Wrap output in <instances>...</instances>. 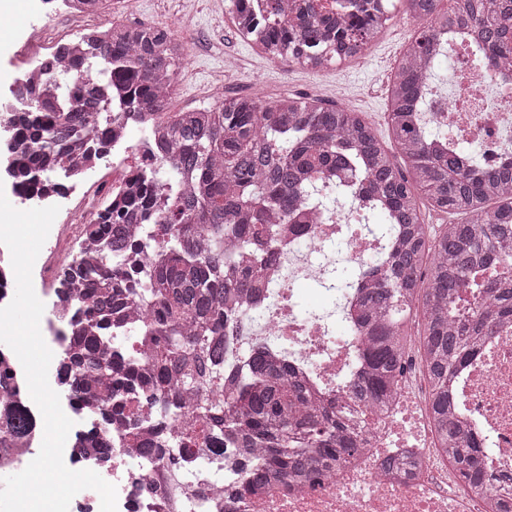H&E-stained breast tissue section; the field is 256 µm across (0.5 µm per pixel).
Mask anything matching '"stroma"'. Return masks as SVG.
<instances>
[{"label":"stroma","mask_w":512,"mask_h":512,"mask_svg":"<svg viewBox=\"0 0 512 512\" xmlns=\"http://www.w3.org/2000/svg\"><path fill=\"white\" fill-rule=\"evenodd\" d=\"M403 0H397L395 19L355 61L322 72L288 70L266 58L258 46L236 38L226 22L224 0H125L122 14L103 11L93 20L102 26L112 21L126 24L177 25L186 53L178 70L172 106L190 110L214 102L212 76L224 74V92L261 100L280 97L318 98L363 113L382 139H389L383 82L392 62L398 61L419 20L405 17ZM28 62L22 42L0 32V98Z\"/></svg>","instance_id":"stroma-1"}]
</instances>
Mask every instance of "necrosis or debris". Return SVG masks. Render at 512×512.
<instances>
[{
    "mask_svg": "<svg viewBox=\"0 0 512 512\" xmlns=\"http://www.w3.org/2000/svg\"><path fill=\"white\" fill-rule=\"evenodd\" d=\"M23 43L29 62L23 81L38 86L45 80V59L66 52L71 36L47 37L44 30H27ZM449 94L426 86L423 118L448 127V147L456 151L477 145L486 166L512 159V70L501 71L488 59L474 55L466 39H453L444 50ZM141 123L137 113L112 115V135L88 162L67 166V185L58 193L31 196L22 209L58 206L48 237L35 261L36 295L50 306L40 330L53 354L63 346L56 338L62 322L73 320L74 307L62 302L57 288L70 274V288H80L72 277L81 260L100 256L85 228L101 209L102 198L119 200L139 192L136 173L153 157L151 144L135 139ZM103 171L105 183L87 180L89 168ZM361 191L345 201L329 204L303 232L289 234L278 247L270 288L250 301L247 309L224 328V372L232 374L234 362L262 351L282 363L289 377L303 384L324 407L341 410L362 421L367 441L353 462L332 470L312 485L273 482L257 493L239 497L231 489L240 471L255 462L256 454L241 451L232 441L224 444V466H203L201 471L167 475L157 461L130 452V434L124 422L112 425V455L102 471L117 489V512H486L485 501L467 489L441 448L432 424L428 374L421 359L419 340H412L406 369L399 378L397 395L383 412L356 405L348 393L359 376L362 342L350 322L357 288L344 287L339 269L362 271L367 259L380 253L385 238L377 225L363 224L359 212ZM314 286L316 301H306L303 286ZM0 369L17 379L13 396H0V423L14 405L32 418L29 430L0 451V469L22 471L39 453L43 419L23 383V367L14 352L0 359ZM455 412L468 435L476 441L484 467L495 474L490 494L512 508V321L501 323L460 373ZM411 452L421 464L396 476L383 467L385 458ZM171 480L176 495L162 499L147 493L146 485Z\"/></svg>",
    "mask_w": 512,
    "mask_h": 512,
    "instance_id": "1",
    "label": "necrosis or debris"
}]
</instances>
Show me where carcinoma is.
Returning <instances> with one entry per match:
<instances>
[{"mask_svg": "<svg viewBox=\"0 0 512 512\" xmlns=\"http://www.w3.org/2000/svg\"><path fill=\"white\" fill-rule=\"evenodd\" d=\"M283 0H262L255 13L247 0H230L252 42L272 53L302 58L354 59L392 20L389 0H341L342 16L319 12L303 0L294 25L278 21ZM406 13L424 21L398 61L389 85L388 118L394 146L387 147L359 113L321 101L289 97L262 101L229 97L221 104L170 114L180 43L164 27L111 24L97 30L70 58L55 59L44 90L35 95L20 79L15 98L32 106L4 125L18 151L7 159L25 199L45 181L62 183L55 155L75 135L95 131L96 146L108 134L116 89L128 112H158L167 131V151L144 171L143 191L123 208L112 204L91 224L90 234L108 246L105 264H86V287L77 315L88 328L73 336L59 362L70 398L87 402L91 422L106 427L123 416L130 396L155 405L156 438L142 453L166 467L186 456L162 440L171 421L195 412L200 429L193 442L214 451L224 433L263 454L243 478L240 495L276 479L303 483L349 463L364 438L350 414L317 404L287 378L275 361L257 356L227 399L199 394L224 374V320L237 300L264 287L282 224L301 223L303 198L325 206L344 193L342 179L354 172L372 202L359 215L365 224L387 225L390 246L365 264L359 326L364 338L362 379L353 399L366 408L388 406L404 368L419 309L423 360L428 373L432 420L441 447L477 496L488 493L485 469L454 417L457 375L494 327L512 320V162L493 168L480 157H463L437 144L445 136L420 115L425 86L433 79L430 59L459 32L471 33L485 57L512 67V0H405ZM336 176L325 187L317 179ZM462 216L458 223L427 224L426 213ZM144 228L134 237L128 223ZM160 246L165 258L151 269L135 265L123 275L147 287L128 299L148 309L153 346L147 356L112 350V311L125 299L105 278L112 262ZM30 422L14 413L0 430V448ZM93 458L112 452V438L83 440Z\"/></svg>", "mask_w": 512, "mask_h": 512, "instance_id": "cac0c4a2", "label": "carcinoma"}]
</instances>
